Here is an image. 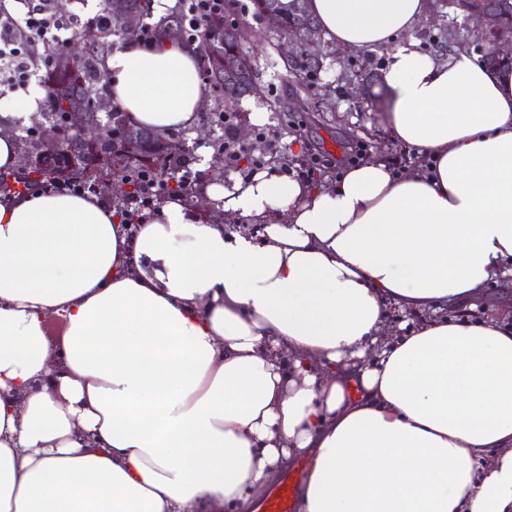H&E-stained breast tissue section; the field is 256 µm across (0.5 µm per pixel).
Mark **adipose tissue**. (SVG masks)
Wrapping results in <instances>:
<instances>
[{
	"label": "adipose tissue",
	"mask_w": 512,
	"mask_h": 512,
	"mask_svg": "<svg viewBox=\"0 0 512 512\" xmlns=\"http://www.w3.org/2000/svg\"><path fill=\"white\" fill-rule=\"evenodd\" d=\"M309 9L385 50L389 132L419 164L320 189L208 174L135 225L95 194L1 192L0 512H254L297 461L298 512H512V321L445 314L512 258V74L405 41L427 0ZM197 57L119 41L112 103L195 132ZM42 98L0 114V173Z\"/></svg>",
	"instance_id": "ef3b65f1"
}]
</instances>
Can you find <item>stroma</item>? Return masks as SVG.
<instances>
[{
	"instance_id": "obj_1",
	"label": "stroma",
	"mask_w": 512,
	"mask_h": 512,
	"mask_svg": "<svg viewBox=\"0 0 512 512\" xmlns=\"http://www.w3.org/2000/svg\"><path fill=\"white\" fill-rule=\"evenodd\" d=\"M252 28L244 50L257 68L261 91L254 104L241 109H266L267 120L252 130L266 145L292 157L287 174L299 179L311 167L334 177L358 155L382 156L404 170L415 165L412 149L393 142L387 131L391 105L383 87L385 51L355 52L318 38L322 69L317 81L323 92L318 100L307 94L301 79L285 76L276 33L262 21Z\"/></svg>"
}]
</instances>
